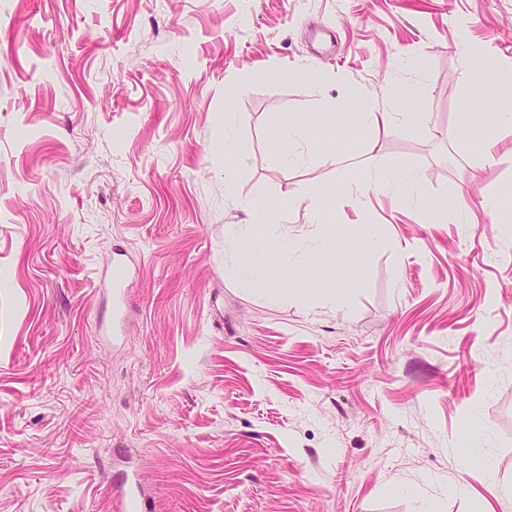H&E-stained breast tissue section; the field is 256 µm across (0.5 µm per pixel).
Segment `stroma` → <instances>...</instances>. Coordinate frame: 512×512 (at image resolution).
<instances>
[{
  "mask_svg": "<svg viewBox=\"0 0 512 512\" xmlns=\"http://www.w3.org/2000/svg\"><path fill=\"white\" fill-rule=\"evenodd\" d=\"M489 63L499 83H468ZM347 99L403 118L359 127ZM496 112L512 0H0V512H111L129 462L149 512H498ZM411 173L404 196L377 186ZM256 200L283 207L259 229ZM282 226L329 247L267 252ZM119 249L138 272L109 347L99 280ZM240 252L284 299L225 276Z\"/></svg>",
  "mask_w": 512,
  "mask_h": 512,
  "instance_id": "35a3bbf8",
  "label": "stroma"
}]
</instances>
